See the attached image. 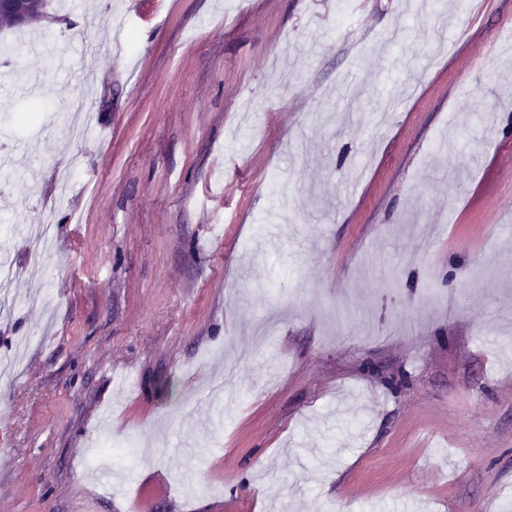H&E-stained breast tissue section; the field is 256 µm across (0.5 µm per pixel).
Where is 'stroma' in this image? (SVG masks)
<instances>
[{
  "mask_svg": "<svg viewBox=\"0 0 512 512\" xmlns=\"http://www.w3.org/2000/svg\"><path fill=\"white\" fill-rule=\"evenodd\" d=\"M47 12L0 30V224L58 226L0 237L46 270L0 512H506L512 0Z\"/></svg>",
  "mask_w": 512,
  "mask_h": 512,
  "instance_id": "1",
  "label": "stroma"
}]
</instances>
